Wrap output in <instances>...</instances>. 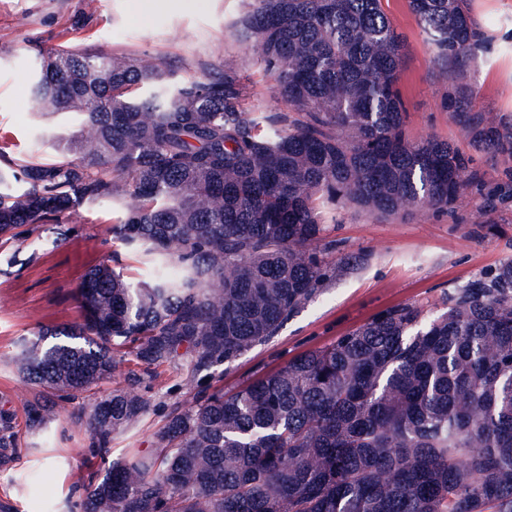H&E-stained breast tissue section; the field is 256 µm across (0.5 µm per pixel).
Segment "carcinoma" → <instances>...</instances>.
<instances>
[{"label": "carcinoma", "mask_w": 512, "mask_h": 512, "mask_svg": "<svg viewBox=\"0 0 512 512\" xmlns=\"http://www.w3.org/2000/svg\"><path fill=\"white\" fill-rule=\"evenodd\" d=\"M448 79L452 120L505 165L488 188L454 143L410 140L398 88L404 40L382 0H248L234 28L288 111L250 114L231 72L185 80L144 58L49 52L33 71L37 115L79 161L0 165V240L108 200L112 239L148 256L132 279L102 262L81 280L79 320L40 328L16 357L40 388L29 427L78 400L106 449L150 410L140 386L186 369L152 448L102 458L84 512H512V261L448 291L427 317L400 305L232 392L199 377L277 335L330 277L323 208L403 219L489 215L512 203V117L491 120L473 82L490 38L467 0H409ZM111 395L97 400L102 383Z\"/></svg>", "instance_id": "cac0c4a2"}]
</instances>
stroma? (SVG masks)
<instances>
[{"label":"stroma","instance_id":"stroma-1","mask_svg":"<svg viewBox=\"0 0 512 512\" xmlns=\"http://www.w3.org/2000/svg\"><path fill=\"white\" fill-rule=\"evenodd\" d=\"M383 7L405 41L398 88L408 109L407 137L432 135L468 148L467 134L449 116L448 84L430 61L408 0H383ZM244 10V0H0V152L9 159L60 160L56 138L78 122L67 114L36 119L30 76L39 51L61 46L145 57L185 78L231 70L247 86L245 111H286L252 46L235 34L233 24ZM470 10L493 36L474 76L480 102L491 117L510 116L512 0H470ZM116 218L111 204L98 203L70 214L77 231L69 238L23 250L14 242L0 244V413L17 436L16 448L0 450V506L11 512H83V487L100 461L91 436L68 411L48 430L27 428L26 406L37 389L23 381L13 359L33 331L78 320L75 291L90 268L113 258L135 278L150 273L140 254L113 240ZM487 221L467 199L452 217L421 209L403 220H381L339 210L328 236L360 263L336 272L277 336L223 365L225 390L332 343L388 308L414 304L435 311L450 288L512 258V211L500 214L497 228ZM141 392L151 409L113 437L111 456L149 449L170 404L187 398L174 368Z\"/></svg>","mask_w":512,"mask_h":512}]
</instances>
